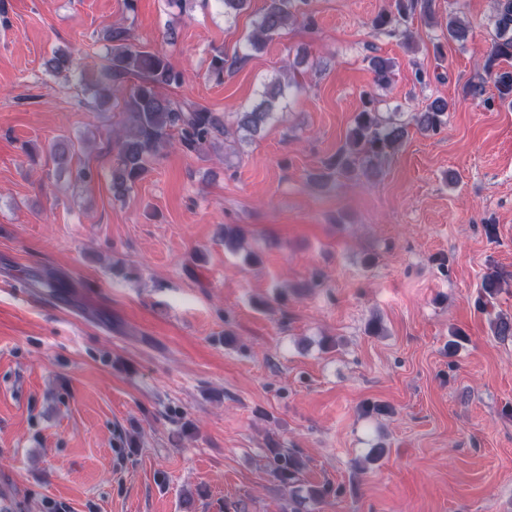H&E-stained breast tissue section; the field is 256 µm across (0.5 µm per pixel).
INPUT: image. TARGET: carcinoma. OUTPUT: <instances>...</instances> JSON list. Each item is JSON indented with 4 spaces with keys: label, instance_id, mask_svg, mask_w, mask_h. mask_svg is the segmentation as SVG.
<instances>
[{
    "label": "carcinoma",
    "instance_id": "1",
    "mask_svg": "<svg viewBox=\"0 0 512 512\" xmlns=\"http://www.w3.org/2000/svg\"><path fill=\"white\" fill-rule=\"evenodd\" d=\"M224 9V17H234L251 6V0H215ZM309 0H264L256 14L252 32L244 44L245 52L233 56L224 54V49L212 50L208 71L217 83L224 81V73L231 72L250 52L263 49L269 42L281 37L291 23L302 20L315 25L314 17L307 12ZM492 18L495 29L494 41L483 70L502 101L512 98V71L495 67L497 60L512 59V0H494ZM420 18L424 25H435L433 0H393L391 8L378 13L371 21L379 35L402 36L410 40L405 26ZM446 32L448 39L466 42L473 30L458 14H448ZM103 40L110 45L95 85L94 94L100 103L116 97L122 98V112L126 116L124 128L117 132L119 162L112 172V194L125 196L147 171L149 159L178 134L181 144L188 151L202 150L213 140L228 134L224 115L203 108L189 100L173 98L160 92L165 86H179L184 75L177 70L164 53L149 50L133 42L130 28L116 24L103 33ZM51 73L71 72L73 59L66 53H55L46 62ZM375 83L383 88L389 84L394 67L391 60L379 56L370 59ZM299 88L291 80H271L264 85L260 102L249 110L236 113L238 129L243 137L253 139L261 134L275 118L279 98L286 91ZM449 104L435 99L421 112L411 116L412 123L424 133H436L447 124ZM407 136L406 126L385 119L377 112L373 95L366 94L361 109L354 119L346 146L336 152L332 167L338 174L355 171L362 157L381 159L395 152ZM73 144L68 140L58 141L51 149L54 161L60 166L68 165L73 157ZM504 277L498 272L487 274L482 283V306L492 299L502 287ZM270 475L288 489L294 503L292 512H301L306 500H316L330 492V486L306 489V496L294 494L299 482L302 465L295 450L281 447L276 440H269Z\"/></svg>",
    "mask_w": 512,
    "mask_h": 512
}]
</instances>
